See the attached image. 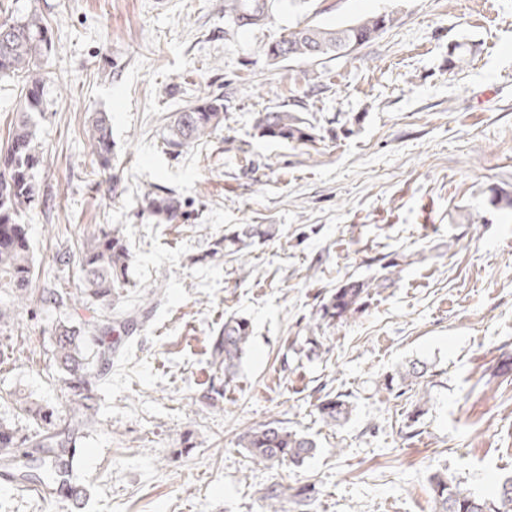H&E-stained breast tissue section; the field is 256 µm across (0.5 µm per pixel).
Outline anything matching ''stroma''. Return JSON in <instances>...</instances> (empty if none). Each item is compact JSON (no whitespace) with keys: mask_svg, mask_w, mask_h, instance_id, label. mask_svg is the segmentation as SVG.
I'll list each match as a JSON object with an SVG mask.
<instances>
[{"mask_svg":"<svg viewBox=\"0 0 512 512\" xmlns=\"http://www.w3.org/2000/svg\"><path fill=\"white\" fill-rule=\"evenodd\" d=\"M49 28L54 54L38 202L23 212L39 280L75 287L62 253L121 226L134 263L122 306L143 310L75 435L81 512H261L271 483L315 490L312 512H433L429 478L480 496L512 477V0H273L241 28L224 0H0ZM375 14L390 28L351 55L271 61L296 26L327 29ZM223 95L208 141L171 153L175 112ZM283 109L315 126V147L257 135ZM108 113L119 186L96 172L85 134ZM171 194L177 223L142 214ZM243 224H271L243 257L210 256ZM397 257L389 276L383 257ZM373 286L348 319L316 318L348 278ZM251 323L231 384L214 376L224 319ZM60 313L42 306L11 328L0 419L12 393L59 404L64 387L40 339ZM314 357L294 350L306 337ZM423 378L387 393L399 368ZM347 395L326 425L316 403ZM419 418H412L415 408ZM272 420L313 439L300 465L254 463L239 439ZM413 428L411 438L400 432ZM0 512H68L0 478ZM347 398L343 394H326L319 399L316 409L325 422L335 425L345 421L351 412Z\"/></svg>","mask_w":512,"mask_h":512,"instance_id":"stroma-1","label":"stroma"}]
</instances>
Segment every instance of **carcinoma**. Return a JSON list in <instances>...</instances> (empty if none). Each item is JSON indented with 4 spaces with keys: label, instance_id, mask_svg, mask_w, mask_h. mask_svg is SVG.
<instances>
[{
    "label": "carcinoma",
    "instance_id": "1",
    "mask_svg": "<svg viewBox=\"0 0 512 512\" xmlns=\"http://www.w3.org/2000/svg\"><path fill=\"white\" fill-rule=\"evenodd\" d=\"M267 0H224V14L238 26L255 25L268 16ZM394 18L378 14L336 29L305 25L280 37L287 43L290 60L316 61L336 55V42L361 46L390 27ZM53 52L47 26L35 14L0 10V79L17 81L24 91L21 112L8 140L0 145V333L15 320L20 309L36 300L47 307L69 310L78 302L89 305V319L60 320L52 326L50 347L61 374L65 401L57 406L43 405L30 397L17 396L16 404L26 427L0 422V474L24 490L34 485L44 501H51L58 487L72 477L65 462L66 436L90 421L97 411L93 391L106 375L116 352L115 333L128 323L132 313L116 306L129 286L133 256L123 230L101 229L76 256L57 257L62 265H74L81 287L37 288L38 275L31 254L25 225L19 223L23 210L40 197L36 174L42 165L41 152L34 144L32 116L44 109L45 73L42 63ZM224 122V99L206 98L177 113L166 139L167 148L178 154L183 149L210 137ZM263 138L284 143H314L316 129L305 118L287 110L267 112L258 124ZM89 143L100 173L112 168L114 159L110 117L97 112L88 122ZM144 210L163 224H174L182 216V203L174 196L144 197ZM271 224H249L224 236V246L212 257L235 254L254 238L271 237ZM370 283L348 278L321 303L320 319L341 322L355 310ZM251 342L250 325L243 317L224 319V335L213 343L216 373L224 374V385L233 382L243 355ZM426 370L416 365L384 377L383 389L394 390V380L404 383L421 378ZM316 409L329 424L346 420L350 402L343 394H327ZM252 459L259 464L298 465L314 454V440L288 430L279 421L262 424L242 439ZM435 512H512V500L504 503L502 493L512 489V478L502 482L491 497H481L454 484L442 473L430 477ZM263 512H287L285 504L300 512H312L313 488L292 489L279 483L263 492Z\"/></svg>",
    "mask_w": 512,
    "mask_h": 512
}]
</instances>
